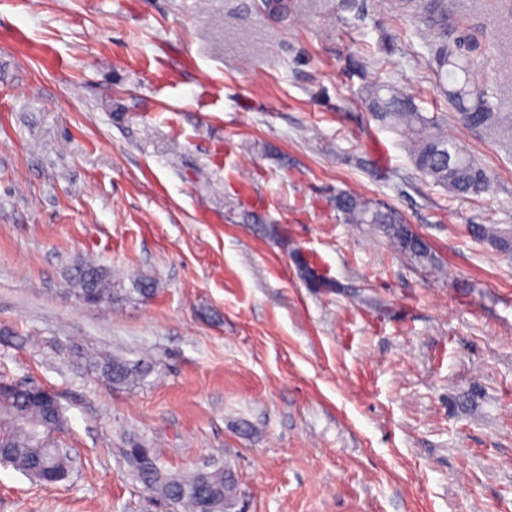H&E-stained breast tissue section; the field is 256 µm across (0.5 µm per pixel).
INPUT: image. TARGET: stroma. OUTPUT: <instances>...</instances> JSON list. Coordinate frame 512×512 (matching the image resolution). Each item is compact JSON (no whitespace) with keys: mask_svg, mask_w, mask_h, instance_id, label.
Wrapping results in <instances>:
<instances>
[{"mask_svg":"<svg viewBox=\"0 0 512 512\" xmlns=\"http://www.w3.org/2000/svg\"><path fill=\"white\" fill-rule=\"evenodd\" d=\"M431 0H0V378L53 390L68 480L0 465V512H168L119 450L236 470L245 512H512V137L436 85ZM512 114V0H445ZM414 96L493 177L459 198L361 104ZM395 209L421 266L337 193ZM275 226L277 239L260 232ZM299 251L335 292L308 288ZM154 294L88 305L73 268ZM155 371L115 388L89 351ZM476 240L490 244L497 252L512 255V230L498 228L496 224L470 225Z\"/></svg>","mask_w":512,"mask_h":512,"instance_id":"stroma-1","label":"stroma"}]
</instances>
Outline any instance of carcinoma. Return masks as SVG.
<instances>
[{
    "label": "carcinoma",
    "mask_w": 512,
    "mask_h": 512,
    "mask_svg": "<svg viewBox=\"0 0 512 512\" xmlns=\"http://www.w3.org/2000/svg\"><path fill=\"white\" fill-rule=\"evenodd\" d=\"M433 61L440 79L450 81L448 100L459 121L484 130H512V118L493 111L482 81L464 61L461 43L432 44ZM365 108L377 121L396 130L404 139L416 170L454 196L480 195L489 191L491 178L460 144L439 126L427 120L413 98L391 84H372L362 94ZM337 216L347 224H369L382 232L392 247L422 266L437 262L430 244L391 208L376 206L364 198L340 193L334 200ZM473 238L490 244L497 252L512 255V230L495 224H472ZM294 262L311 288H334L336 284L313 270L301 253ZM70 291L89 305L115 304L127 291L111 272L93 263L80 264L70 275ZM89 367L115 388L131 387L153 371L146 358L135 362L124 356L100 352L87 356ZM67 419L61 404L26 383L0 388V464L45 484L65 480L76 458L59 447L57 434ZM135 480L148 496L174 512H232L239 486L231 465L211 464L188 473L164 469L160 452L132 443L120 449Z\"/></svg>",
    "instance_id": "obj_1"
}]
</instances>
